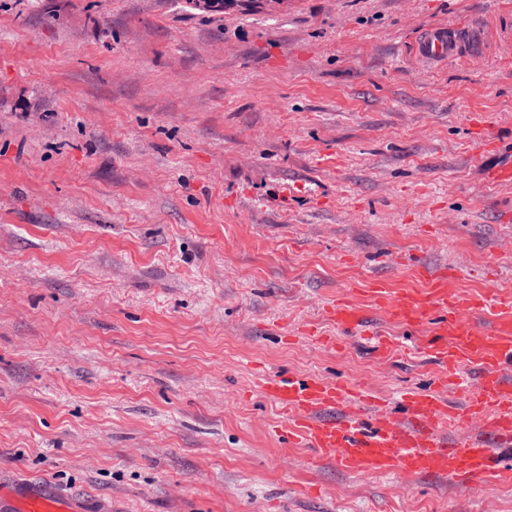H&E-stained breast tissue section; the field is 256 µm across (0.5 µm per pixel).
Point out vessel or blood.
<instances>
[{
  "label": "vessel or blood",
  "mask_w": 512,
  "mask_h": 512,
  "mask_svg": "<svg viewBox=\"0 0 512 512\" xmlns=\"http://www.w3.org/2000/svg\"><path fill=\"white\" fill-rule=\"evenodd\" d=\"M458 47L453 30L435 28L420 41L418 55L428 62L443 61L453 58ZM423 276L428 286L422 291L397 293L374 282L371 301L387 319L406 326L439 316L428 354L441 370V383L465 392L466 417L478 423L482 438H443L441 429L457 416L435 393H402L410 419L400 424L386 417L375 396L362 387L348 404L341 399L344 384L259 372L254 391L289 411L288 441L308 449L312 459L330 458L342 469L363 475L446 474L464 487L511 480L512 470L501 467L487 446L512 447V380L505 376L512 366V298L449 294L448 281L456 276L452 270H427ZM325 311L341 336H354L364 325L363 312L342 301H328ZM487 311L492 314L489 326L478 325L479 315ZM0 512L85 510L79 498L50 484L0 479Z\"/></svg>",
  "instance_id": "1"
}]
</instances>
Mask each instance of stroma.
Listing matches in <instances>:
<instances>
[{"mask_svg":"<svg viewBox=\"0 0 512 512\" xmlns=\"http://www.w3.org/2000/svg\"><path fill=\"white\" fill-rule=\"evenodd\" d=\"M436 27L462 45L428 63ZM511 161L512 0H0V475L87 512H512V481L311 462L252 392L406 421L433 326L366 288L512 295ZM329 299L397 353L326 344Z\"/></svg>","mask_w":512,"mask_h":512,"instance_id":"stroma-1","label":"stroma"}]
</instances>
